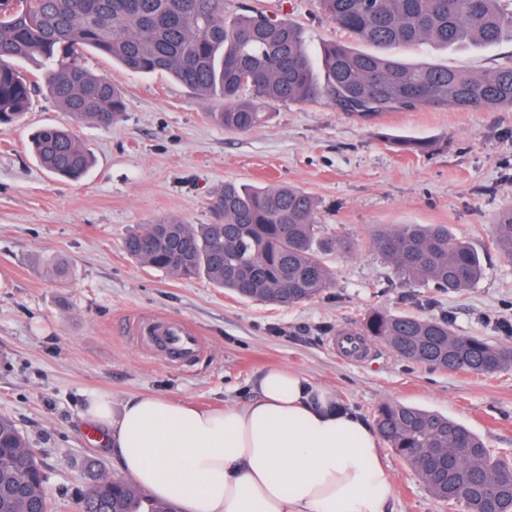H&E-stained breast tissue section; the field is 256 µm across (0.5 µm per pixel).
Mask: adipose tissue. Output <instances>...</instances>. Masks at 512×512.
Masks as SVG:
<instances>
[{
  "label": "adipose tissue",
  "mask_w": 512,
  "mask_h": 512,
  "mask_svg": "<svg viewBox=\"0 0 512 512\" xmlns=\"http://www.w3.org/2000/svg\"><path fill=\"white\" fill-rule=\"evenodd\" d=\"M84 417L119 469L183 512H387L389 466L375 428L285 368L264 372L241 408L201 409L145 394Z\"/></svg>",
  "instance_id": "ef3b65f1"
}]
</instances>
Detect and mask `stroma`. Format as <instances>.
Segmentation results:
<instances>
[{"mask_svg":"<svg viewBox=\"0 0 512 512\" xmlns=\"http://www.w3.org/2000/svg\"><path fill=\"white\" fill-rule=\"evenodd\" d=\"M300 26L309 50L351 39L317 0H257ZM411 64L492 70L512 59V42L448 49L393 47ZM87 67L122 87L123 119L109 128L75 124L46 93H36L14 126L0 130V415L20 428L47 475L53 512H78L90 470L121 471L104 445L89 441L82 406L107 392L120 413L151 393L207 409L241 407L272 367L296 370L337 401L373 420L396 402L441 413L512 458V366L489 375L437 369L398 358L380 342L358 361L331 340L359 330L374 308L451 319L459 336L512 348V261L492 243V224L512 206V107L458 111L424 107L364 121L325 98L261 104L267 119L246 133L214 122L220 99H202L168 73L138 75L90 53ZM46 125L72 128L95 158L79 183L54 179L29 149ZM432 141L404 154L395 140ZM291 185L318 202L316 240L335 285L319 297L280 307L250 301L205 276L174 278L128 255L124 240L165 218L208 224L226 181ZM444 224L478 252L479 281L448 293L400 279L372 245L381 227ZM190 322L204 352L181 366L148 353L129 318ZM389 512H464L431 497L388 445Z\"/></svg>","mask_w":512,"mask_h":512,"instance_id":"1","label":"stroma"}]
</instances>
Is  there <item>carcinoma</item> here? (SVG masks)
Returning a JSON list of instances; mask_svg holds the SVG:
<instances>
[{
	"label": "carcinoma",
	"instance_id": "cac0c4a2",
	"mask_svg": "<svg viewBox=\"0 0 512 512\" xmlns=\"http://www.w3.org/2000/svg\"><path fill=\"white\" fill-rule=\"evenodd\" d=\"M328 20L359 40L391 46L429 41L443 46L493 45L512 39L508 0H318ZM90 51L128 70L167 72L203 96H218L211 113L228 132H247L265 113L242 99L251 90L265 102H304L322 96L340 112L370 118L419 107L458 110L512 107V59L474 75L411 66L339 44L323 45L324 81L303 30L253 7L232 15L225 0H0V127L28 109L34 84L17 62L41 69L50 96L77 121L110 127L125 111L123 90L85 65ZM425 153L428 140L397 142ZM38 162L76 180L90 168L88 150L68 127L32 136ZM210 224L162 220L130 234L126 252L175 278L205 274L244 298L288 307L334 285L315 247L317 205L299 188H255L224 182ZM493 242L512 260V207L493 226ZM373 246L409 282L461 292L482 274L478 256L443 224L382 228ZM361 335L398 357L477 375L512 365V349L481 336H457L446 318L371 311ZM375 427L422 480L428 492L465 512H512V463L467 427L436 413L391 403L376 409ZM38 456L15 422L0 415V512H52ZM78 512H179L122 478L91 475Z\"/></svg>",
	"mask_w": 512,
	"mask_h": 512
}]
</instances>
